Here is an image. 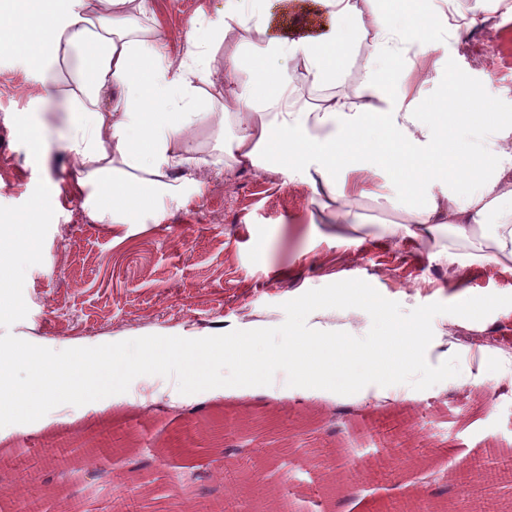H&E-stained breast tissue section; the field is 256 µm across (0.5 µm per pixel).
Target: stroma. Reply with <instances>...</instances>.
Returning <instances> with one entry per match:
<instances>
[{"label":"stroma","instance_id":"1","mask_svg":"<svg viewBox=\"0 0 512 512\" xmlns=\"http://www.w3.org/2000/svg\"><path fill=\"white\" fill-rule=\"evenodd\" d=\"M501 0H455L458 13L492 12L495 24L462 41L431 30L407 76L418 100L439 98L446 79L480 92L493 112L512 113V16ZM170 56L182 55L199 12L223 0H152ZM77 59L52 72L0 57V206L27 201L38 182L55 216L41 264L28 268L27 316L11 333L62 351L147 335L211 336L281 325L283 303L348 279L371 284L403 311L472 296L512 295V269L468 264L456 277L431 262L429 243L393 239L401 210L357 198L365 221L358 245L336 243L335 225L311 224L308 186L273 172L238 167L222 150L238 131L221 116L220 87L196 105L192 145L211 176L186 206L162 223L140 214L120 228L99 222L75 195L76 163L60 128L59 83ZM45 126L48 155L32 152L26 129ZM308 325L362 337L363 310L320 309ZM426 358L460 357V373L428 389L392 388L393 400L359 401L288 387H220L180 397L172 377L134 379L127 392L82 406L64 404L36 422L0 428V512H512V306L475 321L437 315ZM234 438L252 433L247 457L230 454L201 482L181 486L189 456L176 452L186 426L216 416ZM481 465L458 469L447 490L422 487L423 470H447L455 457ZM67 472V483L57 473Z\"/></svg>","mask_w":512,"mask_h":512}]
</instances>
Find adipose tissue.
<instances>
[{
	"mask_svg": "<svg viewBox=\"0 0 512 512\" xmlns=\"http://www.w3.org/2000/svg\"><path fill=\"white\" fill-rule=\"evenodd\" d=\"M150 11L149 0H0L1 52L48 71L96 48L64 94L73 186L93 214L130 224L146 198L159 223L201 192L191 146L199 86L212 81L209 52L242 37L255 54L246 65L225 54L222 106L239 119L224 150L240 167L308 185L321 223L347 245L362 227L353 200L382 176L386 201L405 215L391 237L446 229L454 245L431 257L449 270L512 269V114L453 89L420 105L400 82L410 49L441 20L435 0H224L218 18L199 16L175 59L140 28ZM368 29L365 79L355 95L333 93ZM299 81L322 90L315 108L291 110ZM430 182L442 192L426 191Z\"/></svg>",
	"mask_w": 512,
	"mask_h": 512,
	"instance_id": "obj_1",
	"label": "adipose tissue"
}]
</instances>
